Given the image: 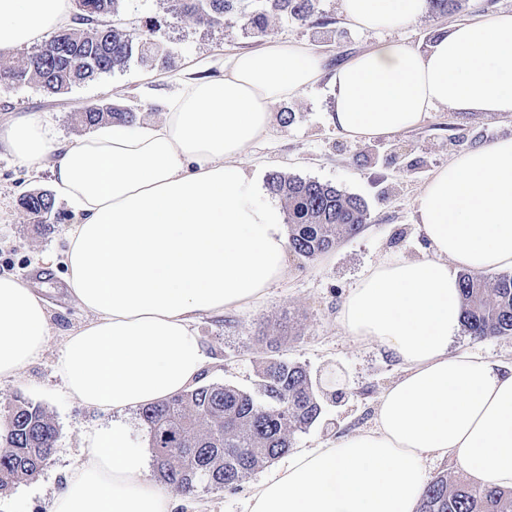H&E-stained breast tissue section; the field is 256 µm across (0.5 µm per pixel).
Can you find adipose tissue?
<instances>
[{
    "label": "adipose tissue",
    "instance_id": "ef3b65f1",
    "mask_svg": "<svg viewBox=\"0 0 512 512\" xmlns=\"http://www.w3.org/2000/svg\"><path fill=\"white\" fill-rule=\"evenodd\" d=\"M428 0H341L359 31L412 25ZM71 0H0V55L72 27ZM328 80L337 134L364 142L418 128L430 112L512 115V11L448 24L426 50L382 41L335 68L304 42L197 60L163 99L161 122L102 125L74 142L42 117L0 130L30 170L49 168L75 221L59 262L87 322L59 361L81 404L115 414L86 439L46 512H177L178 494L148 478L119 416L186 391L205 368L198 316L240 309L280 282L288 237L279 206L241 155L270 107ZM428 247L379 262L337 320L384 347L401 374L370 427L292 456L258 483L243 512H416L429 458L512 488V364L449 355L461 324L460 271L512 269V136L455 155L414 199ZM45 299L0 275V382L45 349Z\"/></svg>",
    "mask_w": 512,
    "mask_h": 512
}]
</instances>
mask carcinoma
I'll return each instance as SVG.
<instances>
[{
    "mask_svg": "<svg viewBox=\"0 0 512 512\" xmlns=\"http://www.w3.org/2000/svg\"><path fill=\"white\" fill-rule=\"evenodd\" d=\"M122 0H73L79 27L63 30L17 60L0 59V87L34 84L60 94L80 83L125 66L132 58L152 66L167 62L168 49L157 24L133 35L103 23L116 15ZM241 0H167V10L199 24L220 25L237 17L255 34L266 32L269 18L281 16L325 29L316 18L315 0H259L248 11ZM74 121L92 129L105 122L137 123L134 112L110 103H91ZM271 194L284 203L289 249L315 258L356 235L367 220L363 199L316 180L274 171ZM55 206L45 191L22 198L33 224H43ZM461 324L475 339L512 335V274L494 282L471 272L459 279ZM259 396L235 387L197 385L140 412L152 449L157 481L177 492L233 489L257 467L293 447L294 435L323 413L319 384L302 365L273 358L258 373ZM58 435L53 416L22 397L0 413V493L33 478L49 459ZM416 512H512V489L476 484L463 475H441L427 483Z\"/></svg>",
    "mask_w": 512,
    "mask_h": 512,
    "instance_id": "1",
    "label": "carcinoma"
}]
</instances>
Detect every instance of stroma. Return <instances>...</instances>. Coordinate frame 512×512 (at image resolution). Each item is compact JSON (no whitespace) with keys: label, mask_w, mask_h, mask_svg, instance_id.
<instances>
[{"label":"stroma","mask_w":512,"mask_h":512,"mask_svg":"<svg viewBox=\"0 0 512 512\" xmlns=\"http://www.w3.org/2000/svg\"><path fill=\"white\" fill-rule=\"evenodd\" d=\"M499 10L512 11V0H462L459 11L426 13L412 26L391 31L390 37L423 50L448 23ZM316 15L330 21L331 40H323L310 25L283 17L271 18L265 35L258 38L234 18L204 26L170 14L165 0H123L117 18L123 30L135 34L147 23L160 24L170 51L167 67L151 69L133 59L58 95L32 85L0 88V128L18 116L36 113L50 121L59 138L74 140L88 131L75 124L72 115L93 102L131 109L142 123L156 122L162 117V94L171 91L173 80L198 59L256 51L277 39L306 42L333 67L379 39L378 34L345 24L341 0H317ZM331 105L330 88L324 82L274 103L269 132L240 162L249 170L281 171L359 196L367 205V223L357 235L317 258L289 253L284 280L263 300L221 316H200L194 324L207 358L203 383L256 392L258 373L274 356L298 362L320 378L327 394L324 413L318 423L295 435L297 450L334 443L369 424L375 402L400 374L383 348L355 341L338 324L337 313L349 290L385 257L424 254L426 243L416 227L413 201L433 171L461 152L512 136L511 115L458 114L441 108L430 112L417 129L353 142L330 125ZM287 111L294 114L288 123L283 120ZM50 188L49 171L29 172L0 148V275L18 276L43 294L49 309L46 348L16 380L0 384V412L20 395L47 408L58 426L53 453L41 473L0 494V512H45L66 473L81 462L84 435L112 423L111 415L72 399L57 370L65 337L87 316L68 289L63 265L50 267L43 262L45 255L65 249L71 210L65 202H56L43 226L29 223L20 206L23 195ZM449 352L511 363L512 335L476 340L462 332ZM277 468L274 462L258 467L237 489L200 490L187 500L199 505L201 512H242L254 485L272 478Z\"/></svg>","instance_id":"stroma-1"}]
</instances>
